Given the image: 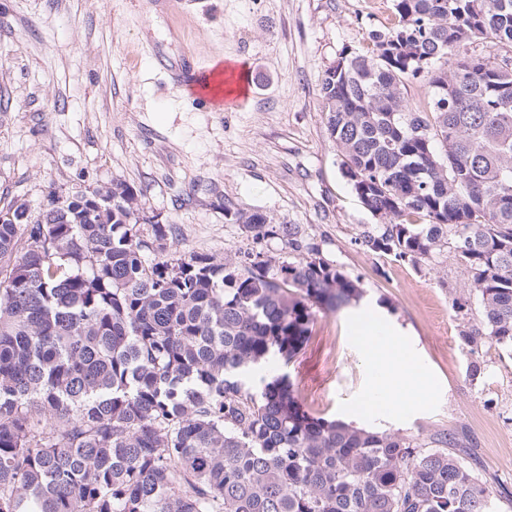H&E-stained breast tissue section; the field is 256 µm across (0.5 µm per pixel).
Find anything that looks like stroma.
Returning a JSON list of instances; mask_svg holds the SVG:
<instances>
[{"label":"stroma","instance_id":"35a3bbf8","mask_svg":"<svg viewBox=\"0 0 512 512\" xmlns=\"http://www.w3.org/2000/svg\"><path fill=\"white\" fill-rule=\"evenodd\" d=\"M392 0H0V207L122 182L141 234L172 225L166 257L237 259L252 246L225 210L298 224L360 279V301L317 313L285 366L304 408L373 431H466L495 512H512V350L485 345L470 376L460 324L478 303L451 253L414 265L356 241L374 216L339 169L320 80L342 51L367 52ZM233 63V106L206 112L174 68ZM465 310H457V303ZM384 310L435 395L407 417L363 410L370 369L355 320Z\"/></svg>","mask_w":512,"mask_h":512}]
</instances>
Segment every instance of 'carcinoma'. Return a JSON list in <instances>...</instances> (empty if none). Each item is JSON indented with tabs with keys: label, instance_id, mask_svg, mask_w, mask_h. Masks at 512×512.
Here are the masks:
<instances>
[{
	"label": "carcinoma",
	"instance_id": "1",
	"mask_svg": "<svg viewBox=\"0 0 512 512\" xmlns=\"http://www.w3.org/2000/svg\"><path fill=\"white\" fill-rule=\"evenodd\" d=\"M371 40L320 82L341 172L384 220L357 242L452 250L479 305L462 341L512 348V0H393ZM104 196L0 223V512H493L466 432H374L311 415L286 375L246 382L363 295L300 225L226 211L279 263L162 259L172 228L140 235L128 185Z\"/></svg>",
	"mask_w": 512,
	"mask_h": 512
}]
</instances>
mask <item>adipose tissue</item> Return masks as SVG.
Listing matches in <instances>:
<instances>
[{
  "label": "adipose tissue",
  "instance_id": "adipose-tissue-1",
  "mask_svg": "<svg viewBox=\"0 0 512 512\" xmlns=\"http://www.w3.org/2000/svg\"><path fill=\"white\" fill-rule=\"evenodd\" d=\"M360 336L365 360L374 373L368 398L371 409H386L401 417L430 402L428 376L393 329L382 322L374 330L362 328Z\"/></svg>",
  "mask_w": 512,
  "mask_h": 512
}]
</instances>
